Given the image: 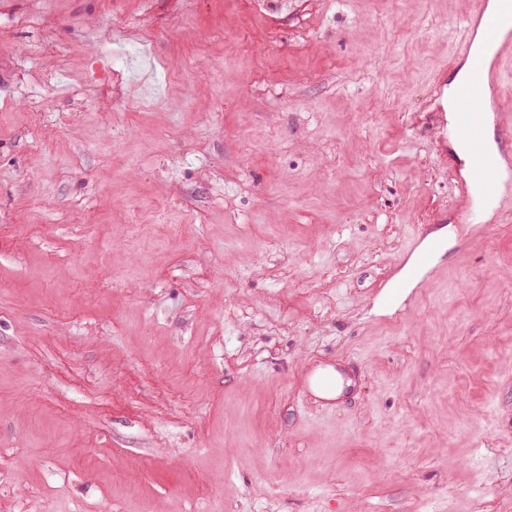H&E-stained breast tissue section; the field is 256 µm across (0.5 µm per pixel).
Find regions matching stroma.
<instances>
[{
  "label": "stroma",
  "instance_id": "35a3bbf8",
  "mask_svg": "<svg viewBox=\"0 0 512 512\" xmlns=\"http://www.w3.org/2000/svg\"><path fill=\"white\" fill-rule=\"evenodd\" d=\"M475 6L0 0V512H512V177L472 232L445 102ZM440 240H434L421 247L416 253L415 260L406 267V276L409 280L418 278L430 266L436 254L443 249ZM304 395L314 396L324 409H335L340 400L353 388V378L336 364L335 372L317 373L313 368L304 375Z\"/></svg>",
  "mask_w": 512,
  "mask_h": 512
}]
</instances>
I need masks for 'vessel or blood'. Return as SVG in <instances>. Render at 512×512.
<instances>
[{
	"label": "vessel or blood",
	"mask_w": 512,
	"mask_h": 512,
	"mask_svg": "<svg viewBox=\"0 0 512 512\" xmlns=\"http://www.w3.org/2000/svg\"><path fill=\"white\" fill-rule=\"evenodd\" d=\"M474 24L482 26L485 36L496 45L492 58L476 53L472 49L471 33H464L458 48L459 55L470 62L469 70L458 83L454 101L455 131L466 145L469 156L468 175L460 191L461 205L471 218H478L484 202L490 198L503 163L504 153L492 150L487 132L474 105L483 95L485 86L502 90L504 68L512 64V0L502 11L490 14L478 8ZM441 241L434 240L421 247L412 264L406 268V276L418 278L430 266L436 254L442 250ZM353 388V379L344 368L333 372L308 370L304 375V395L315 397L323 408L336 409L340 400Z\"/></svg>",
	"instance_id": "1"
}]
</instances>
